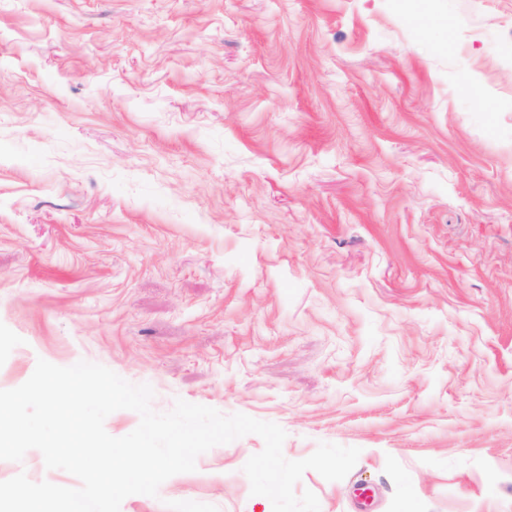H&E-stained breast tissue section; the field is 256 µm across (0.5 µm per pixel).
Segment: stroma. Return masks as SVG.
<instances>
[{
  "instance_id": "35a3bbf8",
  "label": "stroma",
  "mask_w": 512,
  "mask_h": 512,
  "mask_svg": "<svg viewBox=\"0 0 512 512\" xmlns=\"http://www.w3.org/2000/svg\"><path fill=\"white\" fill-rule=\"evenodd\" d=\"M41 358L360 448L320 512H512V0H0V390ZM263 447L120 512H273Z\"/></svg>"
}]
</instances>
